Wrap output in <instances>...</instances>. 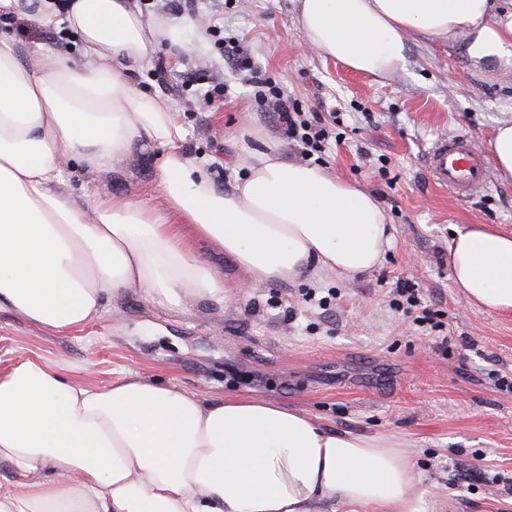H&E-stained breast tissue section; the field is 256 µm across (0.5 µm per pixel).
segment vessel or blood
I'll return each instance as SVG.
<instances>
[{"mask_svg": "<svg viewBox=\"0 0 512 512\" xmlns=\"http://www.w3.org/2000/svg\"><path fill=\"white\" fill-rule=\"evenodd\" d=\"M422 165L428 178L466 201L492 183L485 150L468 134L438 136L425 150Z\"/></svg>", "mask_w": 512, "mask_h": 512, "instance_id": "1", "label": "vessel or blood"}]
</instances>
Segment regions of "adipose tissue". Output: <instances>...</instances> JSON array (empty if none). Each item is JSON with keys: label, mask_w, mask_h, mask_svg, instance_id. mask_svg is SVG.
<instances>
[{"label": "adipose tissue", "mask_w": 512, "mask_h": 512, "mask_svg": "<svg viewBox=\"0 0 512 512\" xmlns=\"http://www.w3.org/2000/svg\"><path fill=\"white\" fill-rule=\"evenodd\" d=\"M498 0H298L304 45L379 80L410 41H463L475 64L512 68V20ZM66 23L81 39L68 61L22 60L0 39V307L54 334L98 318L109 298L141 289L180 306L223 297L198 240L232 256L250 281L355 277L391 243L387 217L359 186L275 150L239 159L246 174L218 190L187 156L167 99L132 74L173 29L136 0H0V26ZM158 151L167 207L65 187L70 162L118 171L137 145ZM448 270L463 298L512 312V235L456 229ZM0 512H418L417 474L386 439L324 429L258 399L205 398L134 375L98 387L27 358L0 371Z\"/></svg>", "instance_id": "1"}]
</instances>
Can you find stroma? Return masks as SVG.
<instances>
[{"instance_id":"stroma-1","label":"stroma","mask_w":512,"mask_h":512,"mask_svg":"<svg viewBox=\"0 0 512 512\" xmlns=\"http://www.w3.org/2000/svg\"><path fill=\"white\" fill-rule=\"evenodd\" d=\"M197 50L189 62L173 45L170 60L135 82L169 100L187 131L182 145L204 160L216 185L229 189L242 156L273 147L301 155L286 125L257 104L264 84L303 112L329 115L328 170L362 185L380 203L393 241L381 264L354 279L319 275L245 288L246 272L224 251L201 241L197 251L224 280V298L184 307L159 306L138 291L108 303L82 330L57 336L9 308L0 309V368L27 357L64 367L74 381L104 386L123 374L208 396L279 403L330 431L396 442L419 480V512H512V314L466 303L448 271L453 228L481 224L512 232V184L493 178L467 201L432 184L420 164L441 134L467 133L489 147L496 127L512 121V75L475 67L462 45L414 42L404 70L379 83L303 49L295 0H200L194 16L171 20ZM220 27L219 36L206 32ZM0 34L20 56L51 48L77 58L68 29L47 33L21 19ZM229 87L205 107L215 75ZM152 148L134 147L120 173L95 180L79 164L70 190L140 196L161 205ZM415 283L441 323L415 333L412 316L394 310L397 280ZM331 300L329 309L304 296Z\"/></svg>"}]
</instances>
